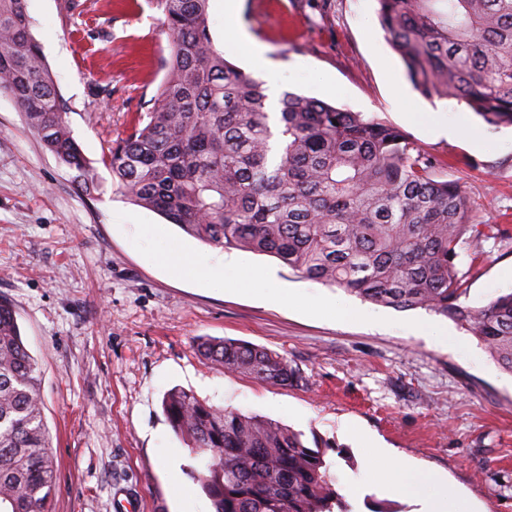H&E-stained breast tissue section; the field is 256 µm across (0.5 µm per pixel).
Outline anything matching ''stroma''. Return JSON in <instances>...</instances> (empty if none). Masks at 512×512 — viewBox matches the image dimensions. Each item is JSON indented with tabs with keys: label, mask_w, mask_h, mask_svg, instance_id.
<instances>
[{
	"label": "stroma",
	"mask_w": 512,
	"mask_h": 512,
	"mask_svg": "<svg viewBox=\"0 0 512 512\" xmlns=\"http://www.w3.org/2000/svg\"><path fill=\"white\" fill-rule=\"evenodd\" d=\"M60 0H28L31 33L59 88L81 149L103 181L83 195L73 171L31 132L0 94V296L17 312L40 369L57 487L49 512H213L196 479L205 460L170 426L164 394L179 387L215 406L334 439L337 485L360 484L355 512L384 502L416 512L415 498L384 491L369 451L385 448L447 476L476 512H512V373L449 318L374 306L294 274L274 257L244 260L271 271L290 300L237 291L241 271L207 245L112 188L105 139L148 112L165 75V17L150 0H84L62 18ZM376 0H242L224 15L210 0L211 33L224 56L253 72L266 93H301L374 115L408 134L443 179L463 180L474 224L456 259L468 305L512 291V127L486 124L456 100L413 89L380 25ZM263 44L266 65L247 61L226 25ZM444 113L460 135L427 130ZM184 247L219 268L205 283L162 266ZM337 303L336 321L308 310ZM200 338L246 341L284 355L304 382L279 386L225 372L196 349Z\"/></svg>",
	"instance_id": "1"
}]
</instances>
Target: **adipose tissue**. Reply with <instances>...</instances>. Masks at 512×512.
<instances>
[{
  "label": "adipose tissue",
  "mask_w": 512,
  "mask_h": 512,
  "mask_svg": "<svg viewBox=\"0 0 512 512\" xmlns=\"http://www.w3.org/2000/svg\"><path fill=\"white\" fill-rule=\"evenodd\" d=\"M372 454L384 461L386 491L390 496H415L418 512H473L470 503L447 478L429 474L413 462L386 460L382 448L373 449Z\"/></svg>",
  "instance_id": "obj_1"
}]
</instances>
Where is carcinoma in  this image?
<instances>
[{
    "label": "carcinoma",
    "mask_w": 512,
    "mask_h": 512,
    "mask_svg": "<svg viewBox=\"0 0 512 512\" xmlns=\"http://www.w3.org/2000/svg\"><path fill=\"white\" fill-rule=\"evenodd\" d=\"M210 0H155L170 35L166 74L130 132L102 162L129 202L206 244L273 256L302 278L373 304L424 309L476 336L512 373V291L474 308L455 260L471 203L459 179L400 129L286 92L267 111L263 81L224 58ZM380 23L413 87L463 102L487 124L512 126V0H377ZM27 0H0V94L12 97L44 148L103 191L83 157L56 81L31 35ZM231 373L293 386L283 355L233 339L197 344ZM35 359L12 304L0 297V512H48L56 491ZM162 407L191 450L214 512H351L333 487L327 451L277 421L215 407L185 389Z\"/></svg>",
    "instance_id": "cac0c4a2"
}]
</instances>
